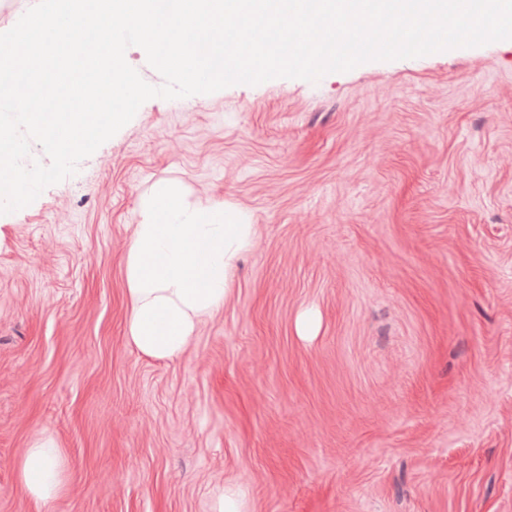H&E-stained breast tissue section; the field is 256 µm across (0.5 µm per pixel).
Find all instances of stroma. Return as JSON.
Here are the masks:
<instances>
[{
	"label": "stroma",
	"mask_w": 512,
	"mask_h": 512,
	"mask_svg": "<svg viewBox=\"0 0 512 512\" xmlns=\"http://www.w3.org/2000/svg\"><path fill=\"white\" fill-rule=\"evenodd\" d=\"M251 216L179 357L127 343L144 194ZM67 460L38 504L15 461ZM512 512V40L144 102L0 214V512ZM65 470L61 448L43 433L15 463L17 486L29 498L47 504L64 491ZM247 494L236 486L221 488L214 497L212 512H246Z\"/></svg>",
	"instance_id": "stroma-1"
}]
</instances>
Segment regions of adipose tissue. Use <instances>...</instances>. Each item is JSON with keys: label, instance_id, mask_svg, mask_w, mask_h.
<instances>
[{"label": "adipose tissue", "instance_id": "adipose-tissue-1", "mask_svg": "<svg viewBox=\"0 0 512 512\" xmlns=\"http://www.w3.org/2000/svg\"><path fill=\"white\" fill-rule=\"evenodd\" d=\"M252 240L242 211L223 202L191 208L179 184H157L124 258L129 343L152 359L179 357L199 323L223 307L238 256ZM65 470L61 448L47 435L15 463L18 487L43 504L63 492Z\"/></svg>", "mask_w": 512, "mask_h": 512}]
</instances>
